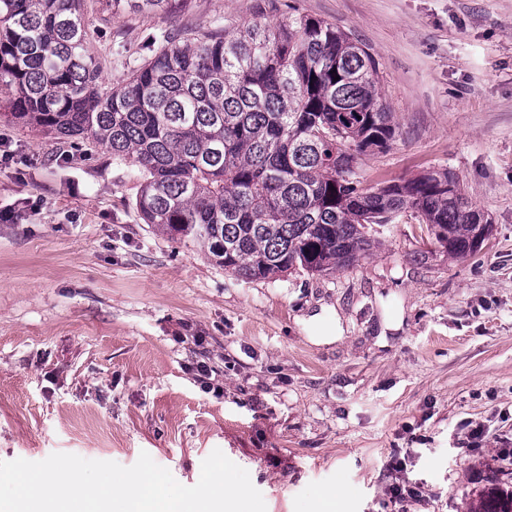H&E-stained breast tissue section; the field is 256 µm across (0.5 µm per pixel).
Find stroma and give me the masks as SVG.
Here are the masks:
<instances>
[{
    "label": "stroma",
    "instance_id": "obj_1",
    "mask_svg": "<svg viewBox=\"0 0 512 512\" xmlns=\"http://www.w3.org/2000/svg\"><path fill=\"white\" fill-rule=\"evenodd\" d=\"M307 15L366 45L400 135L358 160L366 187L458 178L492 224L456 258L409 215L331 273L246 281L142 223L138 175L0 114V461L61 452L182 485L221 450L266 512H470L512 492V0H189L152 13L84 0L101 81L159 30ZM214 372L198 380L194 363ZM420 494L392 500L394 485Z\"/></svg>",
    "mask_w": 512,
    "mask_h": 512
}]
</instances>
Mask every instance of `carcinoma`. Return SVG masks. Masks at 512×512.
<instances>
[{"instance_id": "1", "label": "carcinoma", "mask_w": 512, "mask_h": 512, "mask_svg": "<svg viewBox=\"0 0 512 512\" xmlns=\"http://www.w3.org/2000/svg\"><path fill=\"white\" fill-rule=\"evenodd\" d=\"M81 2L0 0V97L12 121L135 167V208L155 232L247 280L350 266L374 243L368 225L406 213L454 256L491 234L447 171L361 186L357 156L387 149L397 125L375 56L332 24L155 32L126 82L105 87ZM104 2L149 12L173 0ZM472 512H512V495L491 488Z\"/></svg>"}]
</instances>
